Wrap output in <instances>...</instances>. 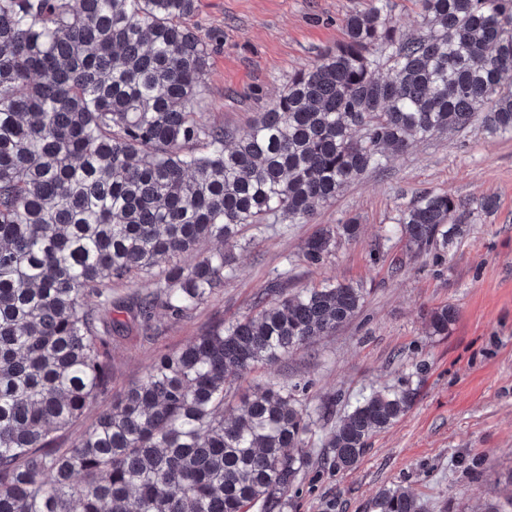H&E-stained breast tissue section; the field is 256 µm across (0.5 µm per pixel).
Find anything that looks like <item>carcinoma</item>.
I'll list each match as a JSON object with an SVG mask.
<instances>
[{
	"mask_svg": "<svg viewBox=\"0 0 512 512\" xmlns=\"http://www.w3.org/2000/svg\"><path fill=\"white\" fill-rule=\"evenodd\" d=\"M415 2L424 33H401L392 0H371L236 129L191 108L209 67L190 26L197 0H0V512H286L314 417L334 400L312 410L298 389L268 386L228 417L229 378L335 333L364 289L328 281L288 295L272 282L253 316L215 324L113 396L112 335L129 308L112 286L217 242L137 297L150 338L154 309L180 321L224 287V247L246 227L306 221L390 155L479 118L512 135V0ZM469 214L432 192L398 224L407 248L428 252ZM358 231L354 219L322 229L303 261L322 264ZM456 317L433 309L431 335ZM413 398L407 386L357 402L325 435L329 467H355ZM372 508L421 512L400 486Z\"/></svg>",
	"mask_w": 512,
	"mask_h": 512,
	"instance_id": "obj_1",
	"label": "carcinoma"
}]
</instances>
